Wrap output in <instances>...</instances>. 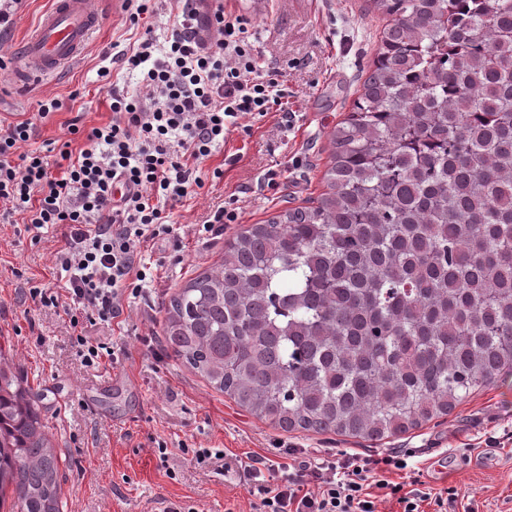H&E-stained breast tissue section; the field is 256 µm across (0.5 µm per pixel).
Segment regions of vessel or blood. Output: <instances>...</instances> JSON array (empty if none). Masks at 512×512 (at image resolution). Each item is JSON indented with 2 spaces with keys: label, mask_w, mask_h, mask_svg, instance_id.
<instances>
[{
  "label": "vessel or blood",
  "mask_w": 512,
  "mask_h": 512,
  "mask_svg": "<svg viewBox=\"0 0 512 512\" xmlns=\"http://www.w3.org/2000/svg\"><path fill=\"white\" fill-rule=\"evenodd\" d=\"M103 18L90 0H51L19 47L15 76L28 86L79 60Z\"/></svg>",
  "instance_id": "obj_1"
}]
</instances>
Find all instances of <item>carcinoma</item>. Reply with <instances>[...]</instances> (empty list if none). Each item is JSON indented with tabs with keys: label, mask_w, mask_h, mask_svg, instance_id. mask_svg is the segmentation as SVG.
I'll return each mask as SVG.
<instances>
[{
	"label": "carcinoma",
	"mask_w": 512,
	"mask_h": 512,
	"mask_svg": "<svg viewBox=\"0 0 512 512\" xmlns=\"http://www.w3.org/2000/svg\"><path fill=\"white\" fill-rule=\"evenodd\" d=\"M390 23L327 191L171 295L174 356L286 432L399 436L512 369V0H373ZM0 367V500L62 512L59 457Z\"/></svg>",
	"instance_id": "cac0c4a2"
}]
</instances>
